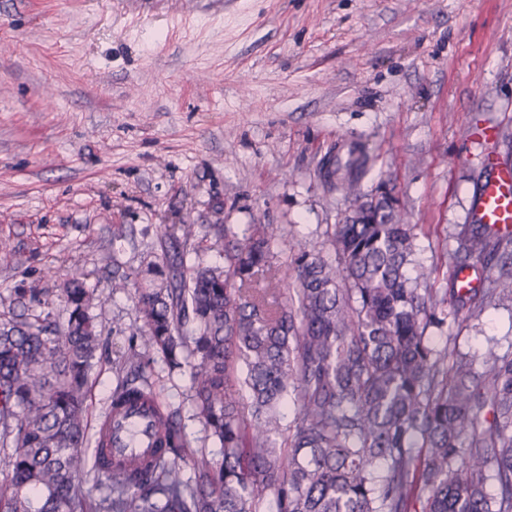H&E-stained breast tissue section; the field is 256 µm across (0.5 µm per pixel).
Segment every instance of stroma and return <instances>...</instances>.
<instances>
[{
	"label": "stroma",
	"mask_w": 512,
	"mask_h": 512,
	"mask_svg": "<svg viewBox=\"0 0 512 512\" xmlns=\"http://www.w3.org/2000/svg\"><path fill=\"white\" fill-rule=\"evenodd\" d=\"M512 136V0H0V315L38 284L57 325L80 277L101 332L86 417L143 351L192 456L221 460L189 371L144 351L138 289L176 251L206 265L248 225L274 224L280 264L329 253L349 202L319 177L336 146L370 156L419 228L417 259L447 287L454 225L482 170L471 122ZM188 224L170 248L163 232ZM512 341V301L449 319L437 348Z\"/></svg>",
	"instance_id": "1"
}]
</instances>
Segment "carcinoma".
Instances as JSON below:
<instances>
[{"mask_svg": "<svg viewBox=\"0 0 512 512\" xmlns=\"http://www.w3.org/2000/svg\"><path fill=\"white\" fill-rule=\"evenodd\" d=\"M361 147L328 159L321 176L350 198L333 254L298 248L291 304L278 286L273 224L224 253V266L182 254L166 284L138 295L144 344L169 370L190 368L192 397L221 462L196 457L181 476V425L157 410L156 460L85 487V402L100 332L94 292L63 288L68 319L0 320V445L11 446L0 512H512V355L489 346L482 366L439 350L430 329L450 306L470 317L512 288H465L414 263L416 225L387 183L367 193ZM453 267L512 264V232L459 224ZM250 392L244 405L238 387ZM157 403L150 385L112 393ZM292 419L279 448V408Z\"/></svg>", "mask_w": 512, "mask_h": 512, "instance_id": "cac0c4a2", "label": "carcinoma"}]
</instances>
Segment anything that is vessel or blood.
Listing matches in <instances>:
<instances>
[{
    "mask_svg": "<svg viewBox=\"0 0 512 512\" xmlns=\"http://www.w3.org/2000/svg\"><path fill=\"white\" fill-rule=\"evenodd\" d=\"M469 136L481 146L482 164L489 172L477 197L474 217L481 223L512 230V167L502 165L495 150L501 131L496 125L484 123L470 127ZM150 419V407L140 404L128 405L120 414L112 410L104 413L96 425L95 439L106 442L108 463H129L150 458L153 445L149 434H142L134 445L127 441L129 423L144 425Z\"/></svg>",
    "mask_w": 512,
    "mask_h": 512,
    "instance_id": "1",
    "label": "vessel or blood"
}]
</instances>
